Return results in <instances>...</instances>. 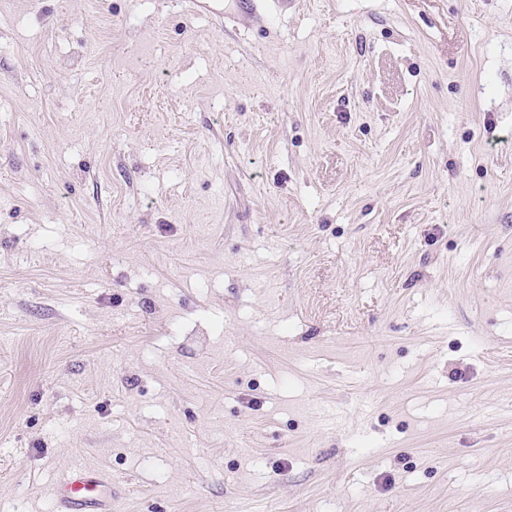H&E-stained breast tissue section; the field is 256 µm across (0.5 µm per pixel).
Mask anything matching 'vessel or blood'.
Instances as JSON below:
<instances>
[{"label":"vessel or blood","instance_id":"obj_1","mask_svg":"<svg viewBox=\"0 0 512 512\" xmlns=\"http://www.w3.org/2000/svg\"><path fill=\"white\" fill-rule=\"evenodd\" d=\"M262 0H237L235 9L224 14L225 22L248 31L263 21ZM58 512H112V479L91 467L69 471L55 494Z\"/></svg>","mask_w":512,"mask_h":512}]
</instances>
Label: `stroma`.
I'll list each match as a JSON object with an SVG mask.
<instances>
[{
  "label": "stroma",
  "instance_id": "35a3bbf8",
  "mask_svg": "<svg viewBox=\"0 0 512 512\" xmlns=\"http://www.w3.org/2000/svg\"><path fill=\"white\" fill-rule=\"evenodd\" d=\"M77 465L512 512V0H0V512ZM267 0H237L236 8L230 13H220L224 24L231 23L234 27L249 31L263 22L261 3Z\"/></svg>",
  "mask_w": 512,
  "mask_h": 512
}]
</instances>
